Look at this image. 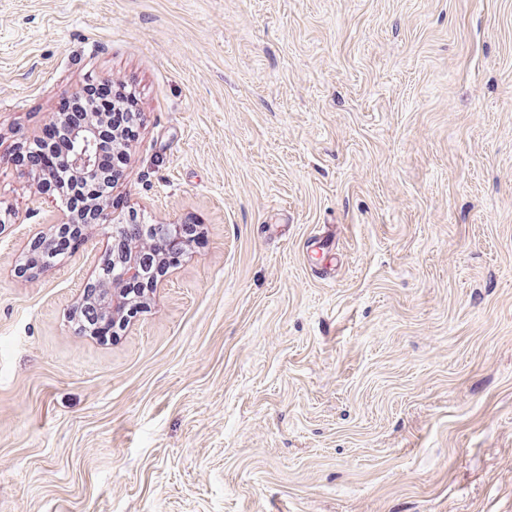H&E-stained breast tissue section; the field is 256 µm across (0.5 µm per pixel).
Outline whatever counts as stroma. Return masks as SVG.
Returning a JSON list of instances; mask_svg holds the SVG:
<instances>
[{"label":"stroma","mask_w":512,"mask_h":512,"mask_svg":"<svg viewBox=\"0 0 512 512\" xmlns=\"http://www.w3.org/2000/svg\"><path fill=\"white\" fill-rule=\"evenodd\" d=\"M135 91L116 214L197 224L107 341L17 154ZM0 512H512V0H0Z\"/></svg>","instance_id":"obj_1"}]
</instances>
